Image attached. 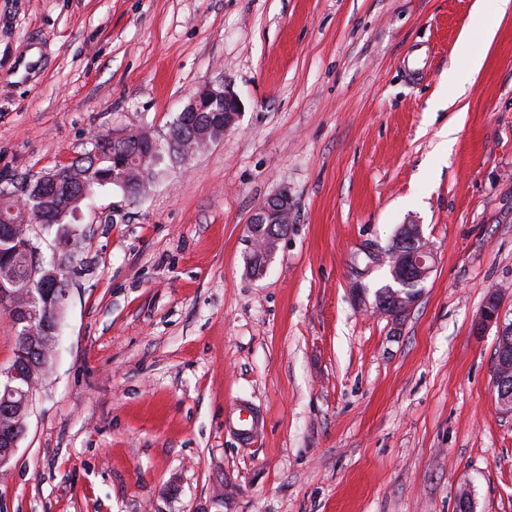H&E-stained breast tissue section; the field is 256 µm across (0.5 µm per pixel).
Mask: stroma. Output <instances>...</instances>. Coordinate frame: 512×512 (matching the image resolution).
<instances>
[{
  "label": "stroma",
  "mask_w": 512,
  "mask_h": 512,
  "mask_svg": "<svg viewBox=\"0 0 512 512\" xmlns=\"http://www.w3.org/2000/svg\"><path fill=\"white\" fill-rule=\"evenodd\" d=\"M475 0H0V183L100 132L165 133L205 84L233 130L139 201L99 189L0 512H512V12ZM485 56L463 110L449 66ZM453 127L443 140L445 127ZM295 206L263 275L247 225ZM421 225L434 269L401 320L366 313V244ZM264 414L252 444L227 419ZM484 1L485 0H477L473 6L466 38L477 35L486 43H491L495 37L498 26L491 22ZM496 325L498 328L499 352L496 348L494 382L498 388V400L503 410L512 412V324L504 325L501 321L499 296L490 292L481 308L478 320L474 325L476 333Z\"/></svg>",
  "instance_id": "1"
}]
</instances>
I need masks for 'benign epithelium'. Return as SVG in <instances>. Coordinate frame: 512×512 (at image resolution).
I'll list each match as a JSON object with an SVG mask.
<instances>
[{
	"instance_id": "obj_1",
	"label": "benign epithelium",
	"mask_w": 512,
	"mask_h": 512,
	"mask_svg": "<svg viewBox=\"0 0 512 512\" xmlns=\"http://www.w3.org/2000/svg\"><path fill=\"white\" fill-rule=\"evenodd\" d=\"M184 111L193 113L192 121H184L197 133H204L208 128L222 125L230 130L241 115L242 104L238 95L223 83H210L192 96ZM293 211V201L288 191L281 190L272 195L253 215V219L268 224H287ZM396 248L389 256V275L395 290L388 294V299L374 303V308L394 319L406 316L418 302L422 286L433 271L434 255L431 247L423 236L421 225L404 224L394 238ZM43 279L55 282L51 294L49 308L51 315L45 324L44 332L52 341H57L61 316L68 299V288L59 282L57 270L47 269ZM495 326L498 328L499 352L494 368V382L498 388V400L503 410L512 412V324L505 325L501 321L499 296L490 292L481 308L474 330L478 333ZM39 368L32 367L28 371L20 367H12L5 373L0 386L6 393L21 397L20 410L23 418L29 416V401L33 394L32 388L38 386L35 376ZM21 436L7 428L0 429V466L9 463Z\"/></svg>"
}]
</instances>
